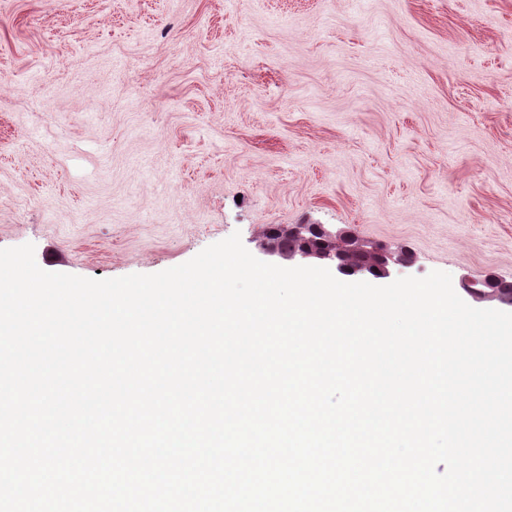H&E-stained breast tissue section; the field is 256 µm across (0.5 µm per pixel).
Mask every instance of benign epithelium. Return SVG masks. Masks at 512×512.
I'll use <instances>...</instances> for the list:
<instances>
[{"label": "benign epithelium", "instance_id": "1", "mask_svg": "<svg viewBox=\"0 0 512 512\" xmlns=\"http://www.w3.org/2000/svg\"><path fill=\"white\" fill-rule=\"evenodd\" d=\"M276 233L292 236L303 243L300 248L283 249L276 241L264 237L259 241L261 258L270 263L319 262L335 269L343 277L355 279L385 278L394 268L403 269L413 265V257L404 249L392 250L379 244H365L350 233L331 231L322 224H297L274 226ZM499 279L487 277L474 280L467 276L460 279V288L474 301L495 302L512 309V295L495 292Z\"/></svg>", "mask_w": 512, "mask_h": 512}]
</instances>
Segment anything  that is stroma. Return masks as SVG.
Listing matches in <instances>:
<instances>
[{"label":"stroma","mask_w":512,"mask_h":512,"mask_svg":"<svg viewBox=\"0 0 512 512\" xmlns=\"http://www.w3.org/2000/svg\"><path fill=\"white\" fill-rule=\"evenodd\" d=\"M0 248L153 274L321 224L512 281V0H0Z\"/></svg>","instance_id":"1"}]
</instances>
